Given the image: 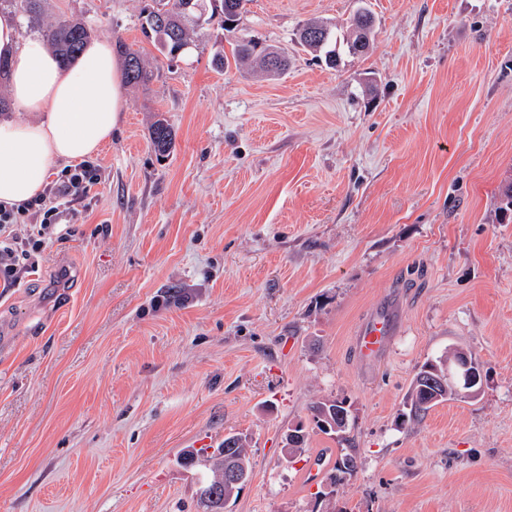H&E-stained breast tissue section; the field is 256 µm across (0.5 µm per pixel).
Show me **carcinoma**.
<instances>
[{
	"label": "carcinoma",
	"instance_id": "1",
	"mask_svg": "<svg viewBox=\"0 0 512 512\" xmlns=\"http://www.w3.org/2000/svg\"><path fill=\"white\" fill-rule=\"evenodd\" d=\"M44 0H0V10L8 9L18 15L29 32L39 33L47 42L60 62H71L91 40L93 30L82 19L61 17L56 22L45 23L42 13ZM224 30H236L240 16L245 12L249 0H219ZM374 18L365 6L359 7L349 20L338 25L328 21H315L305 24L299 32V43L312 52L324 56L326 66L336 69L343 56L360 57L368 54L375 43V29L365 24L366 19ZM212 17L207 15V0H151L146 9L142 32L150 39L160 52L171 58L180 56L191 43V32L203 29ZM124 59V78L127 83L141 85L152 78L151 71L144 63L142 52L124 43L118 44ZM252 57L260 60L263 71L270 76L283 73L287 66L284 51L274 45L263 44L247 35L236 36L232 42L231 54L220 50L215 53L213 64L219 71L231 68L241 69ZM150 140L154 150L164 155L174 142V132L168 121L157 116L151 126ZM459 349H454L451 356L439 357L425 362L419 369L410 387L408 417L413 418L429 410L440 402L459 398L462 388L457 380H449L445 385L429 384L437 377L436 371H444L450 357L456 356ZM346 399L323 400L313 403L310 408L314 426L325 434H336L339 414L346 411ZM247 437L241 435L233 439L226 438L216 449L214 457L219 466L234 461L250 462L246 448Z\"/></svg>",
	"mask_w": 512,
	"mask_h": 512
}]
</instances>
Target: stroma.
<instances>
[{
	"label": "stroma",
	"mask_w": 512,
	"mask_h": 512,
	"mask_svg": "<svg viewBox=\"0 0 512 512\" xmlns=\"http://www.w3.org/2000/svg\"><path fill=\"white\" fill-rule=\"evenodd\" d=\"M363 3L369 55L333 70L300 45ZM145 5L47 0L153 78L123 85L68 233L0 287V512H204L230 433L251 478L226 512H512V0H250L238 31L285 50L276 79L214 68L217 19L165 57ZM375 311L396 334L370 364L354 336ZM452 348L479 396L403 421ZM335 398L342 437L309 412ZM118 49L124 59V78L126 82L132 85L149 82L152 74L145 66L142 52L121 42L118 44ZM150 140L154 150L159 155L169 153L174 142V132L168 121L157 115V119L151 126Z\"/></svg>",
	"instance_id": "stroma-1"
}]
</instances>
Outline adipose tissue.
I'll use <instances>...</instances> for the list:
<instances>
[{"label": "adipose tissue", "instance_id": "adipose-tissue-1", "mask_svg": "<svg viewBox=\"0 0 512 512\" xmlns=\"http://www.w3.org/2000/svg\"><path fill=\"white\" fill-rule=\"evenodd\" d=\"M0 74L24 112L0 121V206L10 207L43 194L51 164L80 162L111 142L121 72L110 41L90 42L64 66L42 39H21L16 19L2 13Z\"/></svg>", "mask_w": 512, "mask_h": 512}]
</instances>
